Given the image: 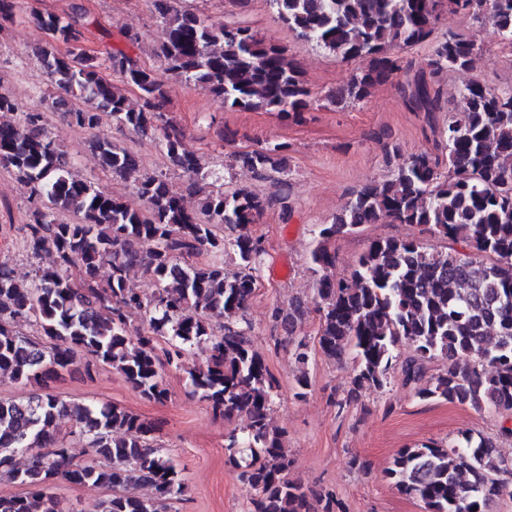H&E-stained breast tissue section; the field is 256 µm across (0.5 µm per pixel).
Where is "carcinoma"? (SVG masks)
Segmentation results:
<instances>
[{
  "label": "carcinoma",
  "instance_id": "cac0c4a2",
  "mask_svg": "<svg viewBox=\"0 0 512 512\" xmlns=\"http://www.w3.org/2000/svg\"><path fill=\"white\" fill-rule=\"evenodd\" d=\"M149 2L162 27L157 56L222 109L276 111L297 122L316 104L361 103L376 87L397 83L405 107L423 115L434 149L445 153V169L437 154L404 157L395 149L390 173L357 191L315 231L309 270L320 315L317 344L324 355L348 356L356 366L336 406L357 402L366 387H387L398 364L402 384L423 401L511 412L512 87L474 79L460 90L447 124L435 125L433 113L442 110L439 74L473 70L479 53L471 38L436 33L441 11L478 19L488 7L500 41L512 46V0H270L297 39L358 63L345 85L323 97L282 47L258 39L251 28L215 26L180 0ZM21 5L0 0V30ZM31 19L48 44L66 46L64 53L43 54L55 111L84 130L108 120L159 134L164 158L187 184L180 191L161 173H141L135 152L97 138L92 147L102 168L132 181L143 201L135 208L75 178L69 154L50 133L48 113L0 93V112L15 115L0 122V168L30 189L20 244L34 255H56L54 267L36 268L27 283L0 260V380L44 385L72 372L81 352L85 372L109 365L143 397L162 400L164 367H180L188 349L203 345L204 358L187 371V384L214 414L247 419L227 436L225 448L250 489L248 512H335L334 497L317 508L289 477L288 449L270 418L278 382L250 348L245 311L265 254L250 225L271 198L210 182L211 173L184 147V129L165 113L166 94L150 68L122 49L103 58L83 48L96 23L86 0H69L60 14L33 12ZM424 43L431 44L426 69L412 72L392 53ZM284 151L282 143L261 144L235 155V162L260 179L281 175L277 201L288 216ZM187 194L201 196L199 210L186 207ZM382 220L422 226L453 243L462 237L471 252H435L415 238L375 240L349 278L336 279L329 242ZM228 255L231 272L224 267ZM106 264L110 274L102 280ZM134 269L153 280L151 295L128 287ZM137 314L140 326L132 324ZM304 315L297 303L286 314L274 308L271 318L291 335ZM213 316L224 318L218 332ZM27 323L36 334L21 332ZM403 342L413 355L400 360ZM311 354L306 338L294 341L298 365L307 366ZM434 359L447 367L429 376ZM63 418L69 422L64 433ZM154 432L151 423L113 404H75L50 393L0 399V481L28 487L0 495V512H77L55 493L59 482L111 491L97 512H168L186 487L172 457L153 444ZM464 442L405 448L385 477L421 501L425 512H489L505 492L503 476H512V463L489 441L466 436ZM138 487L150 493L134 492Z\"/></svg>",
  "mask_w": 512,
  "mask_h": 512
}]
</instances>
